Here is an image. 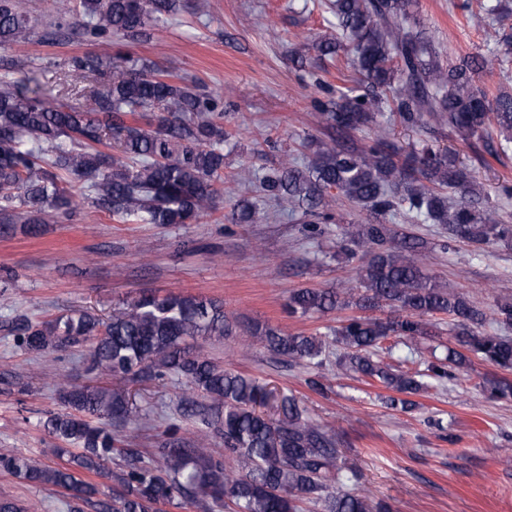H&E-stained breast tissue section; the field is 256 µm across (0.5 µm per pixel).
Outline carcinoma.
I'll use <instances>...</instances> for the list:
<instances>
[{
    "instance_id": "1",
    "label": "carcinoma",
    "mask_w": 512,
    "mask_h": 512,
    "mask_svg": "<svg viewBox=\"0 0 512 512\" xmlns=\"http://www.w3.org/2000/svg\"><path fill=\"white\" fill-rule=\"evenodd\" d=\"M82 34L109 47L140 41L175 10L176 0H79ZM412 0H328L336 36L318 44L320 57L338 60L360 75L357 94L339 92L321 122L336 132L375 127L362 147L340 148L336 139L305 142V152L287 156L264 175L260 186L292 204L288 215L302 224L333 219L338 202L368 208L374 220L347 224L345 246L336 253L358 261L357 279L340 288H299L288 313L305 316L334 310L386 308L385 318L353 316L326 333L293 334L271 325L246 330L275 358L316 372L314 387L336 349L347 370L404 395L392 407L413 406L408 397L426 387L424 374L386 361L394 337L404 346L431 335L430 318L444 315L458 347L445 361L427 366L430 376L467 370L477 357L512 370V301L484 310L452 293L426 271L423 240L392 243L387 223L399 213L437 224L448 243L477 247L512 245V224L496 209L471 205L474 183L447 151L425 147L403 155L380 125L383 112L408 126L430 118L448 126L464 143L492 144L505 154L512 143V94L494 97L475 85L489 60L469 56L445 65L433 40L411 10ZM495 16V35L512 41V8H485ZM30 25L16 0H0V47L28 38ZM112 78L102 81L103 69ZM63 91L44 99L38 80L0 82V224H21L37 236L42 225L59 222L76 206L74 191L119 221L188 224L208 215L224 185V113L220 97L189 84L170 66L162 69L128 57L111 66L101 56H75L63 64ZM233 326L218 300L147 290L105 321L86 309L34 322L14 317L11 333L29 351L41 353L83 343L88 371L98 378L163 381L171 378L208 400L205 425L224 443V453L204 440L176 437L157 448H133L112 428L146 427L149 411L130 403L122 385L56 384L65 412L44 427L67 447V463L52 466L17 454H1L0 470L30 484L61 489L76 503H90L100 485L112 482V506L103 512H161V507H201L206 512H386L357 471L341 460L334 427L313 418L298 400L268 384L223 367L200 352V343L231 335ZM491 399H512V380L486 378ZM117 457L118 470L106 467Z\"/></svg>"
}]
</instances>
